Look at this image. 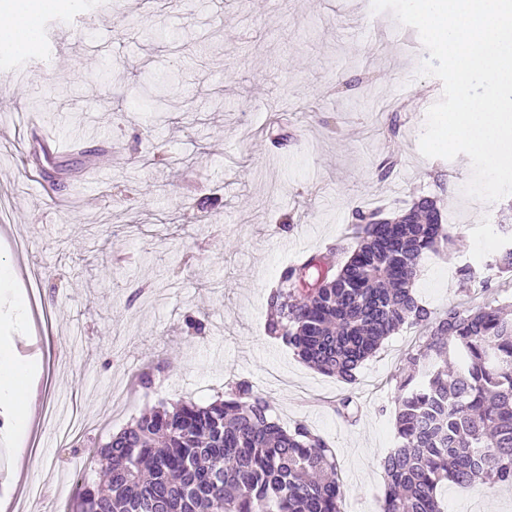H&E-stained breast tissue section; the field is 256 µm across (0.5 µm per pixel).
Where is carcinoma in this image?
<instances>
[{"label": "carcinoma", "mask_w": 512, "mask_h": 512, "mask_svg": "<svg viewBox=\"0 0 512 512\" xmlns=\"http://www.w3.org/2000/svg\"><path fill=\"white\" fill-rule=\"evenodd\" d=\"M356 247L288 267L266 332L344 384L405 326L424 329L396 378L395 445L381 458L379 512H446L445 484H512V315L507 306L437 314L412 288L420 260L454 243L437 200L391 217L352 212ZM106 480L77 485L70 512H344L336 454L288 428L246 380L207 405L161 401L94 449Z\"/></svg>", "instance_id": "cac0c4a2"}]
</instances>
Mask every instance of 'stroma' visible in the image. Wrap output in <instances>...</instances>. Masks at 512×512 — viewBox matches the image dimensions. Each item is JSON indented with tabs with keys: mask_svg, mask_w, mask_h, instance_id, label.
I'll list each match as a JSON object with an SVG mask.
<instances>
[{
	"mask_svg": "<svg viewBox=\"0 0 512 512\" xmlns=\"http://www.w3.org/2000/svg\"><path fill=\"white\" fill-rule=\"evenodd\" d=\"M82 0L41 25L68 49L16 82L0 83V113H33L61 152L44 159L0 126V262L42 274L41 298L15 342L39 336L32 389L38 415L27 450L54 497L70 499L102 444L158 401L205 405L250 381L284 425L301 422L336 451L345 512H378L379 460L394 440L396 378L421 331L405 328L347 386L265 332L267 295L286 267L336 248L346 258L352 211L407 209L436 197L455 246L425 254L418 298L435 312L512 305V275L493 267L484 235L512 225V195L475 204L462 189L467 156L419 151L442 82L419 76L417 31L371 0ZM163 85L161 113L144 97ZM84 151L69 147L72 137ZM108 146L99 166L89 154ZM397 162L386 166L388 151ZM27 247L16 251L14 240ZM471 266L473 281L457 270ZM203 323L201 332L188 319ZM162 361L150 393L115 397L113 383ZM349 396L347 420L331 408ZM86 414L85 446L59 447L61 408ZM447 512H512V487L445 486Z\"/></svg>",
	"mask_w": 512,
	"mask_h": 512,
	"instance_id": "35a3bbf8",
	"label": "stroma"
}]
</instances>
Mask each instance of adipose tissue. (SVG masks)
I'll list each match as a JSON object with an SVG mask.
<instances>
[{"mask_svg":"<svg viewBox=\"0 0 512 512\" xmlns=\"http://www.w3.org/2000/svg\"><path fill=\"white\" fill-rule=\"evenodd\" d=\"M40 0H21L20 4L0 11V51H26V31L32 30L41 10ZM27 362L16 357L11 345L0 344V408L8 410L21 429L31 427L32 403L27 385Z\"/></svg>","mask_w":512,"mask_h":512,"instance_id":"obj_1","label":"adipose tissue"}]
</instances>
